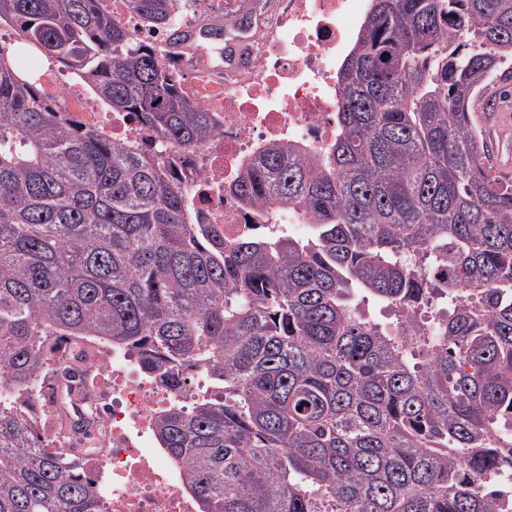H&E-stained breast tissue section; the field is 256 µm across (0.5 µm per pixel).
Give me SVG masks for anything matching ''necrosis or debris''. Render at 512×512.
<instances>
[{
	"label": "necrosis or debris",
	"instance_id": "obj_1",
	"mask_svg": "<svg viewBox=\"0 0 512 512\" xmlns=\"http://www.w3.org/2000/svg\"><path fill=\"white\" fill-rule=\"evenodd\" d=\"M370 6L371 0H258L251 27L226 35L239 48V63L224 65L214 56L198 64L189 49L173 55L169 66L182 91L216 123L202 145L175 150L178 174L195 214L219 225L225 240L269 234L289 223L286 209L245 204L232 187L270 145L316 161L335 144L336 80ZM40 86L76 123L114 142L154 149L155 129L135 113L112 111L50 68ZM85 346L90 360L67 377L54 367L25 388L39 431L76 457L104 490L102 512H203L181 469L160 448L154 421L173 407L192 410L199 395L214 391L211 373L190 367L188 386L176 390L144 368L138 351L94 339ZM66 381L79 391L77 409L92 419L86 433L60 428L53 413Z\"/></svg>",
	"mask_w": 512,
	"mask_h": 512
}]
</instances>
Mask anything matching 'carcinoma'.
Segmentation results:
<instances>
[{
    "label": "carcinoma",
    "mask_w": 512,
    "mask_h": 512,
    "mask_svg": "<svg viewBox=\"0 0 512 512\" xmlns=\"http://www.w3.org/2000/svg\"><path fill=\"white\" fill-rule=\"evenodd\" d=\"M103 0H0V383L56 338L224 386L156 423L204 512H512V184L473 102L512 59V0H372L325 161L269 146L234 186L306 232L232 244L190 222L172 149L213 119ZM148 24L184 0H130ZM70 69L159 147L73 125L27 58ZM437 301L430 336L371 305ZM0 512H101L81 465L0 397Z\"/></svg>",
    "instance_id": "carcinoma-1"
}]
</instances>
